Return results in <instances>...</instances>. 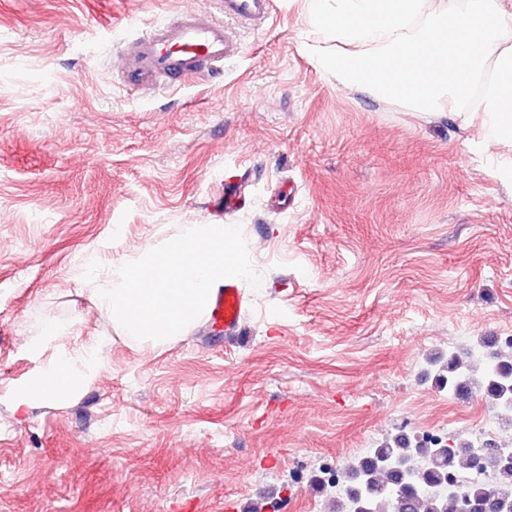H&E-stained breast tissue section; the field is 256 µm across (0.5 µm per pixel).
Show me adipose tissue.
Returning a JSON list of instances; mask_svg holds the SVG:
<instances>
[{"instance_id": "adipose-tissue-1", "label": "adipose tissue", "mask_w": 512, "mask_h": 512, "mask_svg": "<svg viewBox=\"0 0 512 512\" xmlns=\"http://www.w3.org/2000/svg\"><path fill=\"white\" fill-rule=\"evenodd\" d=\"M96 371L94 362L84 360L82 352L55 354L37 374L26 393L19 395L17 403L25 405L33 395L47 400L58 399L75 385L91 380Z\"/></svg>"}]
</instances>
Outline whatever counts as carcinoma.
Returning <instances> with one entry per match:
<instances>
[{"label":"carcinoma","instance_id":"carcinoma-1","mask_svg":"<svg viewBox=\"0 0 512 512\" xmlns=\"http://www.w3.org/2000/svg\"><path fill=\"white\" fill-rule=\"evenodd\" d=\"M478 344L491 350L481 383L474 381L465 360L468 349L426 357L425 373L451 396L463 387L477 391L503 423L512 424V404L505 397L506 391L512 392V351L493 350L486 336L480 337ZM449 440L456 445L434 448L415 436L397 434L346 464L342 487L332 491L318 476L312 483L331 499L332 512H448L450 473L464 474L481 455L494 483L486 487L457 483L453 501L463 512H498L501 501L512 504V467L501 466L497 450L479 454L463 433H455Z\"/></svg>","mask_w":512,"mask_h":512}]
</instances>
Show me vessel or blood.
I'll list each match as a JSON object with an SVG mask.
<instances>
[{"mask_svg": "<svg viewBox=\"0 0 512 512\" xmlns=\"http://www.w3.org/2000/svg\"><path fill=\"white\" fill-rule=\"evenodd\" d=\"M226 18L258 25L273 11V0H222ZM241 45L233 31L217 21L187 15L174 25H156L137 38L123 60L127 82L139 89L180 87L187 79L223 69L237 57ZM249 297L239 279H225L207 309L208 322L225 334L241 332Z\"/></svg>", "mask_w": 512, "mask_h": 512, "instance_id": "b4317fda", "label": "vessel or blood"}]
</instances>
